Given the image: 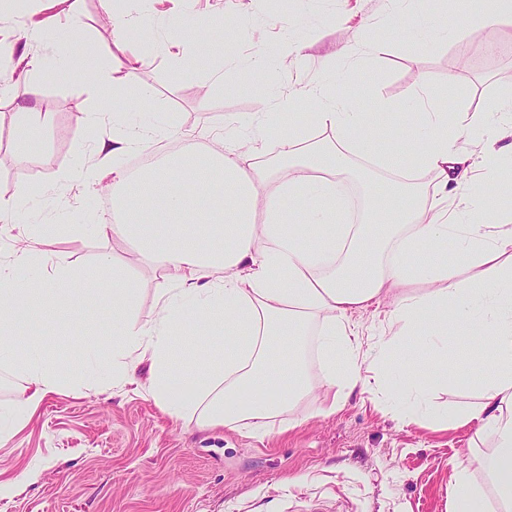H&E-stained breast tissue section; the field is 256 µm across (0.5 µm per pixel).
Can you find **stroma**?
<instances>
[{
	"mask_svg": "<svg viewBox=\"0 0 512 512\" xmlns=\"http://www.w3.org/2000/svg\"><path fill=\"white\" fill-rule=\"evenodd\" d=\"M114 7L135 12L154 30L211 25L217 37H229L230 59L258 47L277 55L287 36L306 42L305 56L289 59L274 80L285 88L300 86L334 69L337 94L354 99L383 127L378 147L386 152L417 143L402 104L418 75L427 76L435 104L450 112L459 106L484 112L512 93V54L485 69L461 65L462 47L502 30L492 22L468 30L471 0H448L450 38L436 46L413 40L409 32L418 15L390 16L388 0H164L160 6L116 0ZM76 8L96 61L106 62L114 45L111 24L101 20L102 0H78ZM359 23L370 27L384 52L355 72L336 51L349 26ZM125 52L144 58L138 80L153 90L146 118L163 128L166 148L206 144L225 116L259 112L269 92L239 74L207 93L197 59L177 61L164 49L147 50L134 41ZM457 67L461 77L449 81V69ZM30 88L16 83L12 98L0 101V197L32 192L5 220L0 257L27 224H67L80 214L95 224L112 221L100 193L60 182L87 160L91 133L81 117L95 105V95L77 75L62 84L43 81L39 89L52 103L53 121L21 162L9 115L15 101L29 98ZM382 98L397 104L395 114L379 109ZM44 249L85 270L95 269L101 255L114 256L115 270L130 273L138 288L139 318L151 319L160 274L134 261L128 245L101 238L89 226L78 235L57 236ZM111 301L105 290L82 296L65 317L49 305L28 314L35 347L79 382L48 397L23 430L0 444V479L17 485L0 498V512H453L451 462L467 448L469 428L431 422L402 427L389 402L355 395L327 416L309 400L297 411L298 426L262 439L227 428L199 431L192 422L171 419L143 392L111 387L107 375L90 370L89 349L112 350L106 327Z\"/></svg>",
	"mask_w": 512,
	"mask_h": 512,
	"instance_id": "obj_1",
	"label": "stroma"
}]
</instances>
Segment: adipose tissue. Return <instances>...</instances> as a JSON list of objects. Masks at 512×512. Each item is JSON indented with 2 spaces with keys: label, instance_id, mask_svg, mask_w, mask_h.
<instances>
[{
  "label": "adipose tissue",
  "instance_id": "adipose-tissue-1",
  "mask_svg": "<svg viewBox=\"0 0 512 512\" xmlns=\"http://www.w3.org/2000/svg\"><path fill=\"white\" fill-rule=\"evenodd\" d=\"M62 2L35 0L18 23L15 0H0V18L10 22L0 98L33 74L63 81L75 69L87 87H108L120 98V108L105 103L87 112L97 136L71 179L111 195L113 221L97 225V234L134 243L141 258L157 263L164 286L152 318L140 320L135 284L109 274L108 258L91 271L50 261L35 250L46 229L27 225L0 261V367L20 380L0 439L70 384L59 365L15 350L25 311L74 305L108 281L113 351L95 365L124 385L148 365V377L136 383L169 416L194 420L202 431L224 426L261 439L284 432L319 387V414L336 413L358 390L385 394L407 425L429 414L430 392L448 379L480 381L479 403L451 419L473 434L452 464L450 492L484 512H512V213L486 207L489 196L512 189L502 179L503 169L512 170V96L491 112L429 109L430 84L419 78L413 119L426 147L384 154L373 149L378 130L368 114L323 80L290 91L285 110L263 108L256 133L249 120L231 118L199 159L174 152L132 173L122 157L155 144L158 134L131 120L150 109L151 90L135 83L143 60L122 53L102 65L76 51L81 19L73 10L63 21L53 15ZM189 39L207 62L205 86H223V43L198 30ZM304 104L315 109L324 142L293 124L292 110ZM242 136L250 144L244 152L233 144ZM270 146L279 167L253 166ZM354 169L381 174L382 187L369 193L357 223L332 224ZM421 171L432 175L433 190L415 181ZM452 242L456 268L415 262L427 250L447 253ZM385 302L391 341L412 338L431 350L426 367L393 378L386 344L365 349L353 317ZM279 336L293 342L290 362L277 354ZM457 336L470 347L463 365L448 354ZM187 339L204 350L200 365L174 364L175 344Z\"/></svg>",
  "mask_w": 512,
  "mask_h": 512
}]
</instances>
